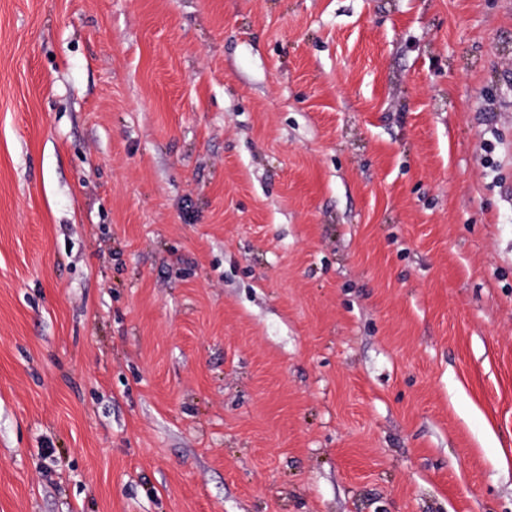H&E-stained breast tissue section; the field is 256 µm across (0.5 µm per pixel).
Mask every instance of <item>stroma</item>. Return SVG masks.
Masks as SVG:
<instances>
[{"label":"stroma","instance_id":"obj_1","mask_svg":"<svg viewBox=\"0 0 512 512\" xmlns=\"http://www.w3.org/2000/svg\"><path fill=\"white\" fill-rule=\"evenodd\" d=\"M512 0H0V512H512Z\"/></svg>","mask_w":512,"mask_h":512}]
</instances>
